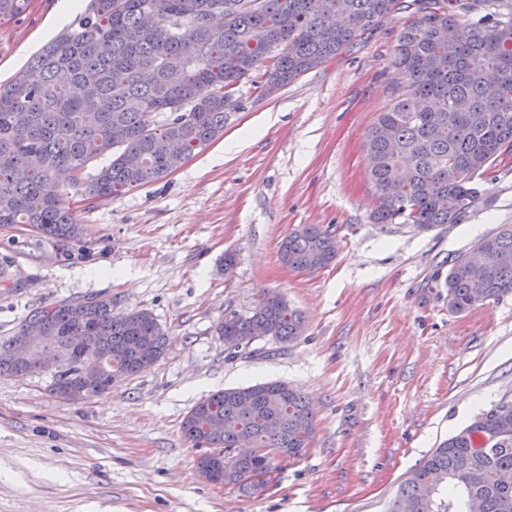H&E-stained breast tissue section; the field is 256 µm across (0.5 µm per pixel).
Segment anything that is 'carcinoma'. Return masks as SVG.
Wrapping results in <instances>:
<instances>
[{"mask_svg":"<svg viewBox=\"0 0 512 512\" xmlns=\"http://www.w3.org/2000/svg\"><path fill=\"white\" fill-rule=\"evenodd\" d=\"M30 0H0V25ZM410 13L391 62L401 96L366 134L377 224L430 230L460 224L480 193L475 180L512 153V0H88L78 26L45 44L18 78L0 87V225L24 224L52 240L79 225L60 172L81 173L105 158L84 186L89 199L118 197L160 180L224 131L234 89L246 79L270 95L336 58L384 22ZM456 52L448 56V43ZM484 266L458 257L444 281L448 307L464 313L512 292V228L482 239ZM283 265L329 266L336 240L305 224L279 245ZM37 326L59 354L52 394L88 401L112 387V370L137 375L169 350V336L146 309L115 313L112 296L32 311L0 339V374L39 373ZM303 321L278 294L263 293L252 315L217 326L224 341L270 337L291 343ZM86 336L98 360L70 345ZM316 430L314 408L297 388L274 381L217 391L182 422L184 436L210 451L197 470L250 497L268 486L276 457L297 458ZM251 438L259 452L228 456ZM512 512V401L471 420L439 444L400 485L387 512Z\"/></svg>","mask_w":512,"mask_h":512,"instance_id":"carcinoma-1","label":"carcinoma"}]
</instances>
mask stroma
Wrapping results in <instances>:
<instances>
[{
    "label": "stroma",
    "instance_id": "1",
    "mask_svg": "<svg viewBox=\"0 0 512 512\" xmlns=\"http://www.w3.org/2000/svg\"><path fill=\"white\" fill-rule=\"evenodd\" d=\"M56 5L32 0L0 26V86L58 34ZM405 19L271 96L242 81L223 134L156 182L96 200L65 188L80 237L0 226V336L34 309L103 294L115 312L151 311L172 342L80 404L50 393L52 369L0 375V512H386L433 448L512 401V293L457 314L444 286L455 258L512 227V156L479 180L463 223L371 219L364 141L390 103ZM302 224L334 232L328 267L280 262ZM264 291L301 313L302 335L228 350L217 325ZM276 380L312 401L311 448L279 459L257 499L203 481L185 415L215 391Z\"/></svg>",
    "mask_w": 512,
    "mask_h": 512
}]
</instances>
